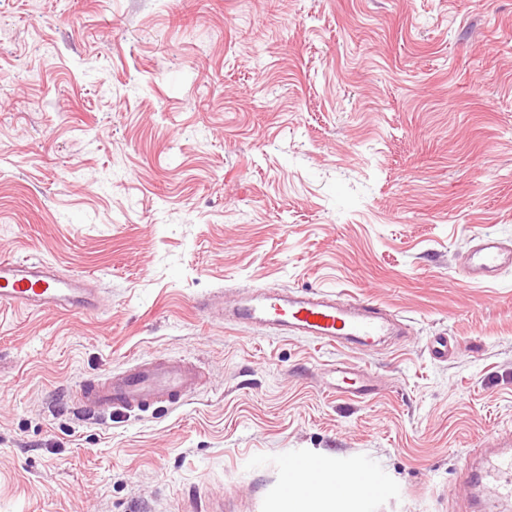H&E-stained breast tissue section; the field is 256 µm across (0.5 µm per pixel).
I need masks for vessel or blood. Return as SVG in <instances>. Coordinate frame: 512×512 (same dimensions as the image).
<instances>
[{
  "instance_id": "1",
  "label": "vessel or blood",
  "mask_w": 512,
  "mask_h": 512,
  "mask_svg": "<svg viewBox=\"0 0 512 512\" xmlns=\"http://www.w3.org/2000/svg\"><path fill=\"white\" fill-rule=\"evenodd\" d=\"M512 268V248L492 234L479 237L464 268L465 277L495 281ZM42 312H83L97 308L99 296L86 276H65L52 265L30 259H0V303ZM197 309L212 323L240 325L278 336H302L356 351H377L388 336L407 332L403 319L369 299L337 302L323 291L259 289L233 304L221 293L201 297ZM198 378L193 362L183 358L137 361L120 370L80 381L69 393L71 406L88 416L173 410L182 406ZM329 388L359 398L377 390L371 376L355 368L334 370ZM465 481L475 491L473 512L483 508L482 490L494 494L501 512H512V436L485 441Z\"/></svg>"
}]
</instances>
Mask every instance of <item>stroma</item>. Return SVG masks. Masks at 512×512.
<instances>
[{
  "instance_id": "1",
  "label": "stroma",
  "mask_w": 512,
  "mask_h": 512,
  "mask_svg": "<svg viewBox=\"0 0 512 512\" xmlns=\"http://www.w3.org/2000/svg\"><path fill=\"white\" fill-rule=\"evenodd\" d=\"M485 233L512 245V0H0V256L102 290L0 304V512H284L292 457L372 470L349 512H452L512 431V269L459 270ZM265 288L411 330L365 355L194 306ZM155 357L200 367L181 407L69 405ZM340 362L378 393H328Z\"/></svg>"
}]
</instances>
